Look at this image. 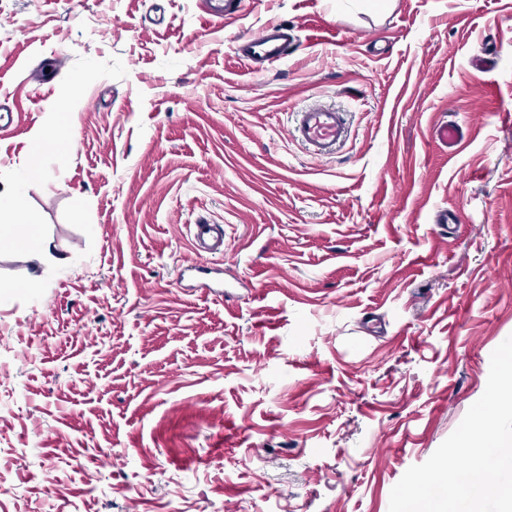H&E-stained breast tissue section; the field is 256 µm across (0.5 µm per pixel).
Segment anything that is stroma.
Masks as SVG:
<instances>
[{
    "label": "stroma",
    "mask_w": 512,
    "mask_h": 512,
    "mask_svg": "<svg viewBox=\"0 0 512 512\" xmlns=\"http://www.w3.org/2000/svg\"><path fill=\"white\" fill-rule=\"evenodd\" d=\"M202 2L0 0V189L67 259L0 244V512H389L512 335V0ZM290 38L291 35L284 26L269 25L257 35L242 37L237 44V54L250 67L255 62L270 65L288 55ZM55 122L47 130H36L29 137V167L31 174L39 170V162L42 155L48 150L64 151L68 149L74 140L72 130L63 123L69 105L66 102H53L49 106ZM295 136L317 156H330L344 141L347 126L343 112L314 104L299 112ZM434 138L439 142L441 147L448 149V155L456 152L461 141V132L457 126L453 124L438 125L433 131ZM195 237L200 243L204 252L217 253L224 251V236L216 233L210 224L195 225Z\"/></svg>",
    "instance_id": "1"
}]
</instances>
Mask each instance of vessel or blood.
<instances>
[{"label": "vessel or blood", "mask_w": 512, "mask_h": 512, "mask_svg": "<svg viewBox=\"0 0 512 512\" xmlns=\"http://www.w3.org/2000/svg\"><path fill=\"white\" fill-rule=\"evenodd\" d=\"M289 41L287 29L273 24L259 34L242 37L237 44V54L250 64H272L287 56ZM294 132L296 138L315 155L330 156L344 141L347 126L341 112L329 106L314 104L300 112ZM195 236L204 252L217 253L224 249L223 235L214 233L211 225H196Z\"/></svg>", "instance_id": "obj_1"}]
</instances>
